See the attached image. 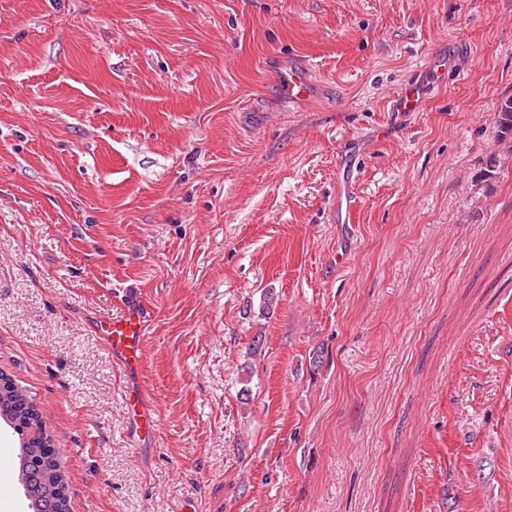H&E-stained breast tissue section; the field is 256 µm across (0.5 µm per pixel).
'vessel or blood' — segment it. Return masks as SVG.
<instances>
[{
    "label": "vessel or blood",
    "mask_w": 512,
    "mask_h": 512,
    "mask_svg": "<svg viewBox=\"0 0 512 512\" xmlns=\"http://www.w3.org/2000/svg\"><path fill=\"white\" fill-rule=\"evenodd\" d=\"M310 84L309 67L304 64L294 65L282 77V93L288 101L303 100L310 93ZM423 100L422 86L415 81L405 83L395 97L398 109L402 112L421 111ZM149 316L150 310L146 303L134 296L124 301L120 315L94 326L96 335L112 360L124 369L135 370L142 363ZM125 399L128 419L135 434L144 440L154 437L155 419L144 407V391H127Z\"/></svg>",
    "instance_id": "obj_1"
}]
</instances>
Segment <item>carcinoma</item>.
I'll return each mask as SVG.
<instances>
[{
	"label": "carcinoma",
	"instance_id": "1",
	"mask_svg": "<svg viewBox=\"0 0 512 512\" xmlns=\"http://www.w3.org/2000/svg\"><path fill=\"white\" fill-rule=\"evenodd\" d=\"M501 133L512 132V100L504 101L495 118ZM0 418L27 432L40 420L35 404L13 381L0 377ZM19 473L23 490H31L36 501H28L30 512H69L68 485L56 461V449L50 436L25 438L18 448Z\"/></svg>",
	"mask_w": 512,
	"mask_h": 512
}]
</instances>
